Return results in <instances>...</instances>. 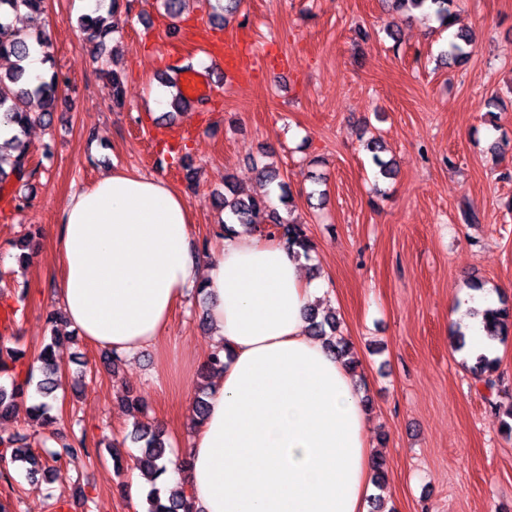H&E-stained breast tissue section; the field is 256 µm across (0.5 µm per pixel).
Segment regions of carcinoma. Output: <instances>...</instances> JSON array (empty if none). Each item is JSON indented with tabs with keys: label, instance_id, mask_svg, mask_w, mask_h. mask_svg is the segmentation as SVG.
<instances>
[{
	"label": "carcinoma",
	"instance_id": "obj_1",
	"mask_svg": "<svg viewBox=\"0 0 512 512\" xmlns=\"http://www.w3.org/2000/svg\"><path fill=\"white\" fill-rule=\"evenodd\" d=\"M45 0H0V60L12 61L9 71H0V117L3 121L19 128V135L13 138L15 154L4 155L0 153V190L13 179L30 180L38 173L39 167L31 165L28 144L23 140L26 129L34 124L48 125L51 123L59 98V89L68 83L67 78L54 70L50 65L51 74L39 78L38 83L26 87L25 67L23 62L27 59L30 46L38 45L44 49L52 44L51 33L44 30L31 35L18 29L9 21V15L22 10L38 12L42 10ZM396 7L413 16L418 11L422 15L431 17L439 23L442 29L454 25L452 11L454 0H393ZM123 7L122 0H111V9L106 14H83L79 18L78 30L80 43L91 46L94 58L104 55L107 41L118 28V9ZM474 40L470 33H457L455 40L449 42L447 51L440 55L444 64L452 67L463 63L469 56V48L473 47ZM161 84L171 93V107L177 112L181 110V92L176 83V77L165 74L161 76ZM366 149L372 153V161L380 169L383 177L393 176V162L384 161L379 153L384 151V145L379 138L366 144ZM220 205L224 209V232H233V225L239 224L245 228H253L259 224L267 225L269 236L274 237L303 257L310 258L314 251V244L307 233L306 225L281 215L272 205L267 190L263 189L246 198L236 196V189L232 177L224 181V196L220 198ZM48 323L51 324L50 341L43 344L35 359L39 362L38 370L41 377L34 378L31 370L26 371L25 379L12 383L11 388L0 386V422L16 418L28 388L35 387L36 393L47 399L55 391L54 376L62 370V357L59 351L60 343L66 336L58 328L62 318L55 312L47 314ZM310 321V334L317 337H329L328 347L345 361V365L355 368V360L351 356V344L348 339L337 335L339 320L336 314L321 312L315 308L308 313ZM482 322L487 329L490 339L501 334L508 323L512 322V308L504 305L499 308H487L482 311ZM497 369V358L486 353L477 355V361L472 373L484 381L489 389L493 390L496 380L493 373ZM224 370L223 355L220 351H212L200 373L206 378ZM51 405L45 401L26 408V415L33 421L51 423L54 417L50 415ZM133 442L140 444L139 455L135 456L134 467L142 473L154 478L164 471V461L167 455V439L160 428L148 421H140L131 432ZM21 438L11 434L0 435V458L10 460L16 465L22 464L26 474L31 479H47L53 471V464L67 457L81 452H88L85 436H75L71 440L61 443L58 448L50 452L48 457L41 458L31 448L20 445ZM146 512H195L192 504L184 495L175 490L167 498H162L160 492L152 491L147 498Z\"/></svg>",
	"mask_w": 512,
	"mask_h": 512
}]
</instances>
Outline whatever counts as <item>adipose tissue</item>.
<instances>
[{
    "instance_id": "1",
    "label": "adipose tissue",
    "mask_w": 512,
    "mask_h": 512,
    "mask_svg": "<svg viewBox=\"0 0 512 512\" xmlns=\"http://www.w3.org/2000/svg\"><path fill=\"white\" fill-rule=\"evenodd\" d=\"M58 297L84 340L130 358L167 335L189 294L209 299L224 371L189 464L161 481L202 512H367L370 414L344 362L306 332L325 294L303 260L243 227L198 254L184 195L117 170L74 192L50 229Z\"/></svg>"
}]
</instances>
